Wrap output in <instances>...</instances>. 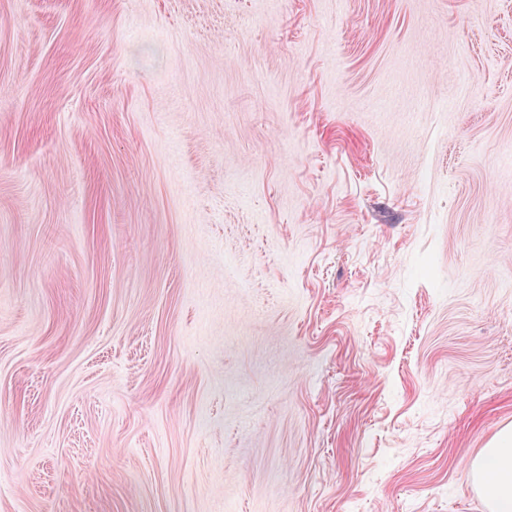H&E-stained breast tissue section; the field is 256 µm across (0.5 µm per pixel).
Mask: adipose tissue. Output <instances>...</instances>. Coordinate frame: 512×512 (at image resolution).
Here are the masks:
<instances>
[{
    "instance_id": "obj_1",
    "label": "adipose tissue",
    "mask_w": 512,
    "mask_h": 512,
    "mask_svg": "<svg viewBox=\"0 0 512 512\" xmlns=\"http://www.w3.org/2000/svg\"><path fill=\"white\" fill-rule=\"evenodd\" d=\"M466 478L484 495L489 512H512V426H506L467 467Z\"/></svg>"
}]
</instances>
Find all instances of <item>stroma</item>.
Here are the masks:
<instances>
[{"label": "stroma", "instance_id": "stroma-1", "mask_svg": "<svg viewBox=\"0 0 512 512\" xmlns=\"http://www.w3.org/2000/svg\"><path fill=\"white\" fill-rule=\"evenodd\" d=\"M512 425V0H0V512H485ZM466 478L487 501L489 512H512V426H506L467 467Z\"/></svg>", "mask_w": 512, "mask_h": 512}]
</instances>
